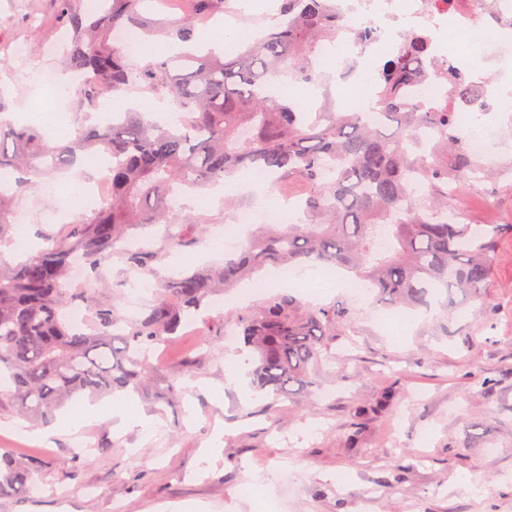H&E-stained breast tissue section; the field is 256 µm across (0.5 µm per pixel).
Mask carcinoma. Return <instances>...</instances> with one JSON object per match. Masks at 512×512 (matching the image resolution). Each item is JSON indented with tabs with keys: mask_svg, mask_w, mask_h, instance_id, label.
<instances>
[{
	"mask_svg": "<svg viewBox=\"0 0 512 512\" xmlns=\"http://www.w3.org/2000/svg\"><path fill=\"white\" fill-rule=\"evenodd\" d=\"M55 2L67 36L66 71L84 78L68 86L82 109L93 112L101 86L118 90L140 82L169 90L176 119L161 126L142 112H122L110 122L80 126L61 143L2 118L8 106L0 87V245L15 240L14 197L80 155L104 151L112 182V196L100 212L56 232H37L45 246L24 262L0 258V409L8 406L47 425L69 401L140 387L154 348L179 335L220 289L267 266H334L369 282L375 303L386 307H427L441 291L450 305L457 293L488 305L484 288L503 227L477 229L441 216L448 210V185L455 192L469 190L473 173L486 166L460 143L456 112L412 105L405 96L428 73L424 38L404 39L397 57L379 65V120L370 126L356 112H299L266 92L281 75L303 84L316 81L317 46L341 31L330 0H282L279 20L264 37L222 59L212 48L201 57L183 51L136 72L113 33L144 32L143 0H96L92 8L79 0ZM190 4L191 13L166 28L174 43L196 40L195 20L222 9L224 0ZM482 93L469 75L448 69V99L475 101ZM427 127L440 134L432 147L422 139ZM242 171L298 178L306 187L300 206L311 222L268 225L220 269L168 278L137 319L127 320L114 303L95 299L92 285L101 281L115 244L155 224L180 226L168 240L172 249L200 243L198 220L177 213L171 198L222 185ZM422 176L426 185L417 195L411 184ZM379 225L391 238L382 257L375 240ZM121 256L129 268L145 273L164 253L141 247ZM77 264L84 270L81 279L72 276ZM76 306L88 309L90 323L77 324L65 314ZM350 320L345 307L305 308L288 292L243 312L237 335L252 357L256 389L278 398L292 386L319 388L316 372L336 363V341ZM393 398L388 390L375 403L357 405L354 432ZM40 469L36 459L1 454L0 498L33 495Z\"/></svg>",
	"mask_w": 512,
	"mask_h": 512,
	"instance_id": "obj_1",
	"label": "carcinoma"
}]
</instances>
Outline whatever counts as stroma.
<instances>
[{
	"mask_svg": "<svg viewBox=\"0 0 512 512\" xmlns=\"http://www.w3.org/2000/svg\"><path fill=\"white\" fill-rule=\"evenodd\" d=\"M54 0H0V42L27 33L53 15ZM43 66L32 55L16 72L0 74L17 125H38L44 106L67 118L69 129L87 123L74 102L41 85ZM278 184L237 187L223 195L189 199L204 223L220 224L223 237H207L193 250L172 249L150 272L137 274L120 255L104 266L100 299L125 306L128 284L144 278L157 286L188 265L224 261L225 240L245 246L257 225L243 230L235 216L260 210L262 222L276 217L263 202L277 196ZM493 196L485 210L483 195ZM14 205L30 231L47 228V211L62 208L65 222L83 214L33 190ZM473 224H512V178L498 177L470 189L457 201ZM486 296L495 307L464 302L447 310L403 309L388 326L382 306L349 296L341 285L328 288L323 305L352 312L348 341L337 347L336 370L320 376L322 393L281 400L254 391L250 377L228 383L226 365L239 354L225 346L223 324L245 309L236 291L205 313L202 340L184 334L154 353L146 385L132 395L134 411L153 420V432L134 426L115 431L99 418L100 401L81 399L64 408L80 412L78 431L40 437V425L11 409L0 410V454L31 457L42 464L41 491L0 499V512H170L172 506L201 504L210 512H263L273 501L278 512H512V235L502 236L493 254ZM495 381L492 395L481 382ZM393 391L390 405L369 416L352 437L353 409ZM90 445L76 461L77 444ZM219 448L213 465L200 464L206 449ZM77 478H70V468ZM271 474L256 491H246L252 474Z\"/></svg>",
	"mask_w": 512,
	"mask_h": 512,
	"instance_id": "35a3bbf8",
	"label": "stroma"
}]
</instances>
